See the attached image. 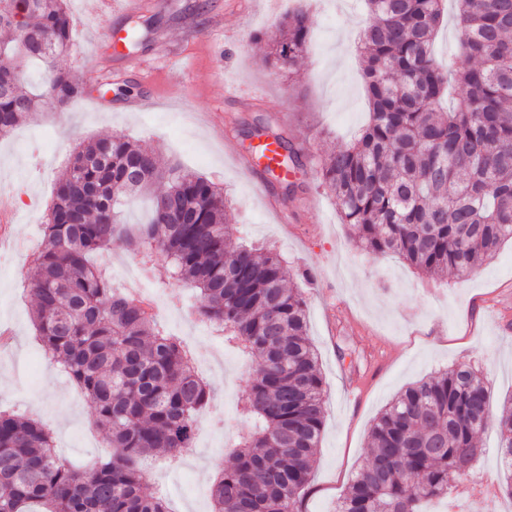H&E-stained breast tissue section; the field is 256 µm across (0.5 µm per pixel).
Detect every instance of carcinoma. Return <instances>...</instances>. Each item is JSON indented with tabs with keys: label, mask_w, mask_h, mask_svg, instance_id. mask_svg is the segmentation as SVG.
<instances>
[{
	"label": "carcinoma",
	"mask_w": 512,
	"mask_h": 512,
	"mask_svg": "<svg viewBox=\"0 0 512 512\" xmlns=\"http://www.w3.org/2000/svg\"><path fill=\"white\" fill-rule=\"evenodd\" d=\"M67 0H0V51L48 70L43 89L27 76L0 83V138L42 107L86 93L53 66L70 47ZM444 0H367L361 50L370 122L360 137L316 165L359 246L399 256L429 277L470 274L512 241V0H455L461 54L432 55ZM310 14H284L268 35L275 65L293 71L309 49ZM288 150V129L256 127ZM163 183L166 189L155 190ZM152 200L147 223L121 226L120 200ZM135 241L145 264L199 294L200 315L224 341L258 357L242 398L251 430L233 445L232 466L212 486L213 512H300L324 426L323 381L307 334L297 274L275 250L233 238L213 182L121 134L83 142L69 161L33 252V325L50 360L95 409L112 457L77 468L56 452L39 420L0 407V512H170L143 491L146 463L192 447L209 400L207 384L139 305L115 289L91 255ZM489 391L467 364L400 392L370 430V455L337 512H424L448 495L482 454ZM512 469V411L496 419Z\"/></svg>",
	"instance_id": "obj_1"
}]
</instances>
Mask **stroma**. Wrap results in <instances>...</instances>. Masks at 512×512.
Here are the masks:
<instances>
[{"instance_id": "35a3bbf8", "label": "stroma", "mask_w": 512, "mask_h": 512, "mask_svg": "<svg viewBox=\"0 0 512 512\" xmlns=\"http://www.w3.org/2000/svg\"><path fill=\"white\" fill-rule=\"evenodd\" d=\"M195 0H68L74 20L72 46L57 67L84 75L91 94L64 110L42 109L14 135L0 139V225L20 243L0 251V404L39 414L68 460L85 465L102 455L87 398L56 365L47 363L30 319L24 290L31 275V242L55 196L59 176L84 140L121 133L147 145L162 161L205 175L224 190L237 242L271 243L300 275L294 284L307 301L308 336L323 380L324 428L302 512H336L351 480L369 455L368 433L404 387L466 363L480 369L490 391V413L512 404V242L466 276H421L398 258L358 248L342 224L337 200L315 174L325 152L352 141L369 120L362 81L364 0H281V10L306 5L313 17L310 47L298 78L267 61V40L277 19L262 0H209L197 14ZM145 27L141 42L113 51L130 24ZM112 84L99 96L97 89ZM134 85L148 101L130 109L118 86ZM254 89L248 106L232 89ZM251 126L264 120L285 127L298 154L287 180L251 168L244 134L229 120ZM266 191H259V182ZM295 185L285 193L284 182ZM196 370L213 398L193 448L160 459L145 490L166 497L170 512H212L214 475L230 463V448L249 427L238 410L251 356L196 332ZM346 358H339V351ZM483 454L469 483L491 481L498 495L483 512H512L504 488L512 470L499 458L495 426L480 436Z\"/></svg>"}]
</instances>
